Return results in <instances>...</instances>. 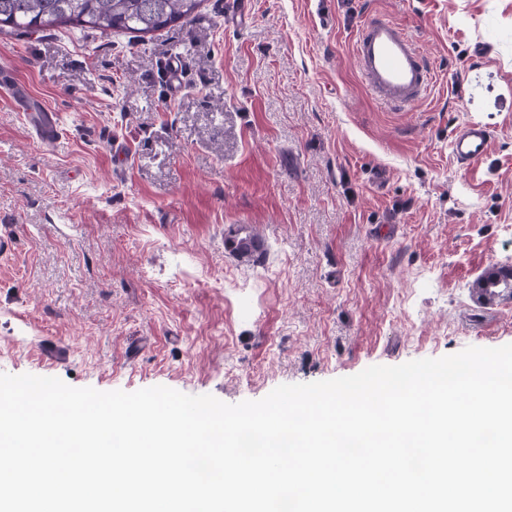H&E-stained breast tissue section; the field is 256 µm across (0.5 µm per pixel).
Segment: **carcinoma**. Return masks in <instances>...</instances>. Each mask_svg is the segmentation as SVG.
Here are the masks:
<instances>
[{
    "mask_svg": "<svg viewBox=\"0 0 512 512\" xmlns=\"http://www.w3.org/2000/svg\"><path fill=\"white\" fill-rule=\"evenodd\" d=\"M201 0H0V32L33 33L75 24L103 34H148L189 18ZM224 244L239 259L255 263L263 242L255 234L231 230Z\"/></svg>",
    "mask_w": 512,
    "mask_h": 512,
    "instance_id": "carcinoma-1",
    "label": "carcinoma"
}]
</instances>
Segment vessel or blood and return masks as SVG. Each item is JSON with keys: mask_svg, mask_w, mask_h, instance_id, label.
<instances>
[{"mask_svg": "<svg viewBox=\"0 0 512 512\" xmlns=\"http://www.w3.org/2000/svg\"><path fill=\"white\" fill-rule=\"evenodd\" d=\"M357 69L371 94L390 107H411L425 99L433 85L434 73L412 39L396 23L367 16L356 36ZM31 122L45 142L59 134L56 115L51 110L35 114ZM492 141L491 128L468 122L457 127L451 152L457 162L472 165L486 157Z\"/></svg>", "mask_w": 512, "mask_h": 512, "instance_id": "vessel-or-blood-1", "label": "vessel or blood"}]
</instances>
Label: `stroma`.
<instances>
[{
    "instance_id": "stroma-1",
    "label": "stroma",
    "mask_w": 512,
    "mask_h": 512,
    "mask_svg": "<svg viewBox=\"0 0 512 512\" xmlns=\"http://www.w3.org/2000/svg\"><path fill=\"white\" fill-rule=\"evenodd\" d=\"M233 2L145 35L0 32V68L62 132L42 143L0 93V373L235 404L512 344V292L471 291L512 267V0H247L235 27ZM370 14L429 60L422 104L364 86ZM469 121L493 141L464 167ZM232 228L260 234L258 263ZM491 141L492 130L488 125L467 122L454 130L451 152L457 162L469 166L486 157ZM224 244L239 259L255 263L262 255L263 242L255 234H244L240 229L230 230L228 236L224 239Z\"/></svg>"
}]
</instances>
